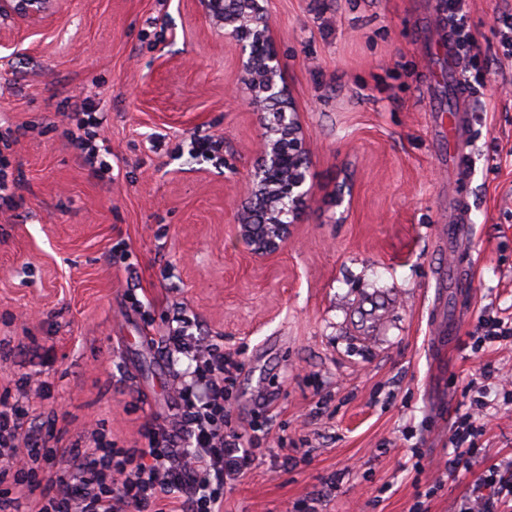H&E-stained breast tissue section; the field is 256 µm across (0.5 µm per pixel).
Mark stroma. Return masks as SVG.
Returning a JSON list of instances; mask_svg holds the SVG:
<instances>
[{
	"mask_svg": "<svg viewBox=\"0 0 512 512\" xmlns=\"http://www.w3.org/2000/svg\"><path fill=\"white\" fill-rule=\"evenodd\" d=\"M259 3L310 190L262 260L234 226L254 207L267 114L230 25L203 0H47L38 29L0 12V159L19 179L0 208V392L43 381L29 421L73 441L97 420L121 445L172 425L194 368L161 345L180 312L243 363L230 419L255 427L258 452L224 512H454L512 457V341L475 345L480 318L512 319V0H464L471 50L449 46L445 0ZM466 79L470 167L453 182L438 119ZM82 99L106 118L111 180L65 137ZM194 137L222 146L194 158ZM466 415L479 454L452 477Z\"/></svg>",
	"mask_w": 512,
	"mask_h": 512,
	"instance_id": "obj_1",
	"label": "stroma"
}]
</instances>
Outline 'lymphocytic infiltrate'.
<instances>
[{"label":"lymphocytic infiltrate","instance_id":"f902f5d3","mask_svg":"<svg viewBox=\"0 0 512 512\" xmlns=\"http://www.w3.org/2000/svg\"><path fill=\"white\" fill-rule=\"evenodd\" d=\"M103 113L80 105L65 131L69 144L99 178L111 179L112 151L100 143ZM165 347L195 364L191 383L178 389L177 429L143 424L128 446L86 431L85 444L58 446L33 434L29 410L17 395L0 396V512H224V487L244 476L255 453L244 426L230 425L225 392L242 369L223 345L189 331L187 317L167 326ZM70 459L66 472L44 473ZM512 458L487 469L460 499L457 512H500L512 498Z\"/></svg>","mask_w":512,"mask_h":512}]
</instances>
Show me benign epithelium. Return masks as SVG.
Here are the masks:
<instances>
[{
    "label": "benign epithelium",
    "mask_w": 512,
    "mask_h": 512,
    "mask_svg": "<svg viewBox=\"0 0 512 512\" xmlns=\"http://www.w3.org/2000/svg\"><path fill=\"white\" fill-rule=\"evenodd\" d=\"M14 8L36 24L46 20L44 12L36 6V0H18ZM233 33L248 40V43L241 45V54L248 55L245 68L254 76L252 87L265 93L263 102L274 103L282 108V112L278 113V126H266L262 159L250 176L249 190L252 196L262 198L269 185H278L279 200L292 214L309 195V190L304 186L303 173L307 164V151L302 139L298 138L300 127L297 118L285 112L291 102L287 88L276 81L280 60L273 41L267 35L263 8L256 0L249 14L237 17ZM236 228V236L254 257L277 253L286 245L291 234L289 224H252L246 218Z\"/></svg>",
    "instance_id": "benign-epithelium-1"
}]
</instances>
